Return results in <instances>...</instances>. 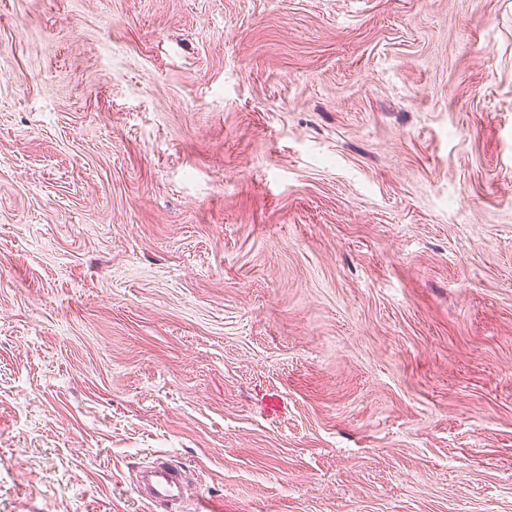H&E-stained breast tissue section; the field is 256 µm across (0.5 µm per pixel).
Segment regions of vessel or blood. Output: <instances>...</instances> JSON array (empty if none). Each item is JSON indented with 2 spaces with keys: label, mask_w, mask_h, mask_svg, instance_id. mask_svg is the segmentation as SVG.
<instances>
[{
  "label": "vessel or blood",
  "mask_w": 512,
  "mask_h": 512,
  "mask_svg": "<svg viewBox=\"0 0 512 512\" xmlns=\"http://www.w3.org/2000/svg\"><path fill=\"white\" fill-rule=\"evenodd\" d=\"M134 491L151 507L160 512H185L193 507L194 512H211L203 498L189 500L188 474L180 464L156 460L145 466L136 481Z\"/></svg>",
  "instance_id": "obj_1"
}]
</instances>
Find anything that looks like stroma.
I'll list each match as a JSON object with an SVG mask.
<instances>
[{
  "mask_svg": "<svg viewBox=\"0 0 512 512\" xmlns=\"http://www.w3.org/2000/svg\"><path fill=\"white\" fill-rule=\"evenodd\" d=\"M512 512V0H0V512ZM187 478V470L180 464L156 460L140 471L133 490L153 510L183 512L188 500Z\"/></svg>",
  "mask_w": 512,
  "mask_h": 512,
  "instance_id": "1",
  "label": "stroma"
}]
</instances>
